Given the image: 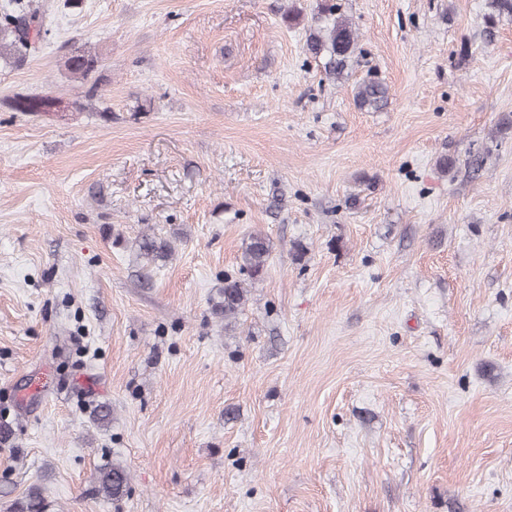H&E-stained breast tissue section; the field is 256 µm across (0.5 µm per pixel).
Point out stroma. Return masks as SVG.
I'll list each match as a JSON object with an SVG mask.
<instances>
[{"label": "stroma", "mask_w": 512, "mask_h": 512, "mask_svg": "<svg viewBox=\"0 0 512 512\" xmlns=\"http://www.w3.org/2000/svg\"><path fill=\"white\" fill-rule=\"evenodd\" d=\"M336 2L338 78L320 0H34L49 36L0 62V512H512V17ZM323 23L318 24L307 41L308 50L326 57L330 73L341 75L357 48L359 34L349 20L341 15L332 17V7H322ZM98 58L85 49H76L67 57L66 67L69 72L77 79L86 80L96 69ZM387 88L379 80L369 78L357 85L355 98L360 107L379 109L387 101ZM270 246L262 234H254L242 253V270L251 280H259L267 267ZM224 321L230 318H236L241 311L244 302V288L240 281L232 279V277L224 278ZM127 477L120 467H111L101 474L100 491L108 498L119 497L124 490Z\"/></svg>", "instance_id": "35a3bbf8"}]
</instances>
